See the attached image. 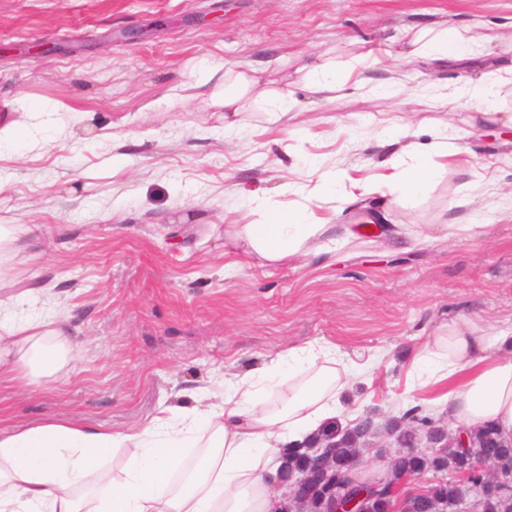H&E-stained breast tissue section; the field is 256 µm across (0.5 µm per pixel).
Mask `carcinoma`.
Returning <instances> with one entry per match:
<instances>
[{"instance_id": "carcinoma-1", "label": "carcinoma", "mask_w": 512, "mask_h": 512, "mask_svg": "<svg viewBox=\"0 0 512 512\" xmlns=\"http://www.w3.org/2000/svg\"><path fill=\"white\" fill-rule=\"evenodd\" d=\"M373 425L366 417L358 427H343L336 422L324 426L302 446L287 448L282 457L281 479L285 482L304 476L309 483L302 496L288 497L282 512H298L300 498L309 500L311 512H330L329 498L342 494L346 478L357 473L361 462L364 430ZM400 446L406 448L395 453L383 473L390 484L398 487L418 475L430 473L431 482L418 491L407 490L399 495L369 498L362 502L361 512H453V506L472 491H478V512H512V440H507L492 427L471 432L472 448L438 447L429 452H410L414 438L425 435L432 441L448 437V430L434 424L427 416L418 414L413 407L398 419L386 425ZM336 436V447L331 449L328 472L321 471L309 452V446L320 438ZM492 461L490 471L476 467L478 458Z\"/></svg>"}]
</instances>
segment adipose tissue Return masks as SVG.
Listing matches in <instances>:
<instances>
[{
  "label": "adipose tissue",
  "instance_id": "ef3b65f1",
  "mask_svg": "<svg viewBox=\"0 0 512 512\" xmlns=\"http://www.w3.org/2000/svg\"><path fill=\"white\" fill-rule=\"evenodd\" d=\"M464 54L460 33L448 28L412 34L403 50L409 60L459 61ZM252 96L287 107L283 94L241 70L224 73L210 94L229 129ZM335 249L333 225L307 224L287 212L224 227L225 255L269 266ZM24 299L20 293L0 301V360L17 358L36 383L72 360L74 349L55 321L19 316ZM351 374L335 347L312 343L277 352L259 378L225 382L219 403L194 405L178 423L163 411L128 432L48 419L0 433V512H275L283 449L304 443L340 411ZM409 374L413 386L436 388L449 417L464 428L491 425L512 437V325L489 328L478 319L440 325L415 349ZM120 448L124 476L117 480L103 462ZM188 448L204 451L189 471ZM79 486L107 494L89 509L73 495Z\"/></svg>",
  "mask_w": 512,
  "mask_h": 512
}]
</instances>
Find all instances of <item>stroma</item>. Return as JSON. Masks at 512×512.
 Instances as JSON below:
<instances>
[{"mask_svg": "<svg viewBox=\"0 0 512 512\" xmlns=\"http://www.w3.org/2000/svg\"><path fill=\"white\" fill-rule=\"evenodd\" d=\"M446 26L475 37L467 64L401 55L407 34ZM318 55L341 75L323 97L299 72ZM203 60L274 81L288 112L250 98L225 129L208 94L183 97ZM490 71L512 76V0H0V119L41 141L0 151V225L41 227L4 272L31 292L23 312L67 321L78 350L37 385L0 362V431L136 428L310 342L353 363L339 424L408 406L448 424L409 387L415 347L451 320L512 324V95L460 100ZM442 97L459 103L431 107ZM35 102L60 110L29 116ZM394 120L411 125L404 143L377 135ZM452 135L457 157L442 151ZM420 162L432 180L402 195ZM327 171L342 174L332 195ZM72 177L78 205L60 194ZM271 207L361 233L318 258L231 265L225 225ZM425 224L484 233L414 242Z\"/></svg>", "mask_w": 512, "mask_h": 512, "instance_id": "obj_1", "label": "stroma"}]
</instances>
